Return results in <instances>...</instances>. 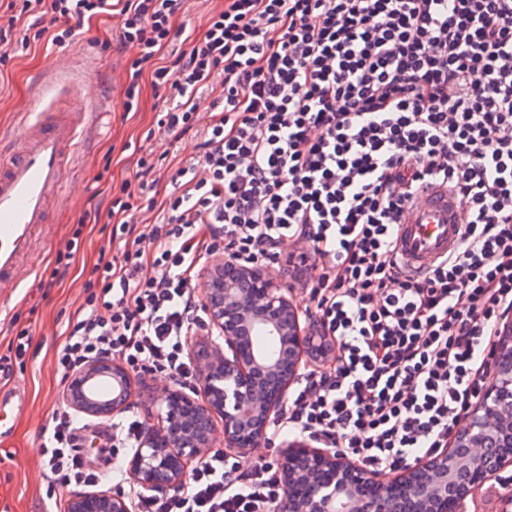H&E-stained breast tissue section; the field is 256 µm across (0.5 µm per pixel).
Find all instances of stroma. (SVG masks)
Returning <instances> with one entry per match:
<instances>
[{"label":"stroma","instance_id":"1","mask_svg":"<svg viewBox=\"0 0 512 512\" xmlns=\"http://www.w3.org/2000/svg\"><path fill=\"white\" fill-rule=\"evenodd\" d=\"M114 24V19L96 17L86 22L85 33L66 49H48L34 43L26 50L10 52L0 62V128L8 129L17 123L16 109L26 101L34 77L51 70L54 61L62 56L69 59L70 66L56 73L55 88L45 101L47 111L64 114L77 104L89 110L102 98L113 104L112 111L104 114L100 128L82 140L76 155L79 168L68 178V206L51 208L52 234L38 241L30 257L40 281L50 276L57 253L82 219L89 197L101 190L98 174L108 173L113 186H120L135 166L136 148L152 147L146 135L161 104L146 83L138 111L124 112L118 74L134 52L109 48ZM77 84L83 87L78 100L70 93ZM108 234L105 225H87L62 285L48 291L35 285L0 298V356L5 354L18 327L29 330L24 363L14 366L10 377L0 379L1 391H17L25 399L20 410L8 415L5 424L9 432L0 437V512L45 510L40 445L43 432L51 426L53 412L62 403L63 390L53 356L65 340L69 315L83 299L82 285L89 270L109 249Z\"/></svg>","mask_w":512,"mask_h":512}]
</instances>
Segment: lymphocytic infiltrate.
<instances>
[{
  "mask_svg": "<svg viewBox=\"0 0 512 512\" xmlns=\"http://www.w3.org/2000/svg\"><path fill=\"white\" fill-rule=\"evenodd\" d=\"M186 0H0V46L65 48L86 19L117 14L121 82L136 110L143 77L163 101L160 137L196 152L171 169L173 192L139 158L106 210L112 256L85 281L54 364L95 360L138 379L193 384L189 338L210 321L193 282L222 254L278 265L285 243L310 264L296 282L336 358L305 372L265 447L302 437L385 473L448 447L485 386L499 326L512 314V0H224L190 48ZM171 48L173 60L159 56ZM460 197L458 250L420 278L402 270L395 232L419 190ZM84 423L57 409L41 454L47 512L63 491L121 476L139 417L102 429L103 472ZM276 463L214 449L168 495L137 512H273Z\"/></svg>",
  "mask_w": 512,
  "mask_h": 512,
  "instance_id": "lymphocytic-infiltrate-1",
  "label": "lymphocytic infiltrate"
}]
</instances>
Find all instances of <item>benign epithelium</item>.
Masks as SVG:
<instances>
[{
  "label": "benign epithelium",
  "mask_w": 512,
  "mask_h": 512,
  "mask_svg": "<svg viewBox=\"0 0 512 512\" xmlns=\"http://www.w3.org/2000/svg\"><path fill=\"white\" fill-rule=\"evenodd\" d=\"M203 300L212 334L195 342L190 355L205 368L195 383H175L156 399L160 413L127 460L129 483L142 494L180 489L191 466L214 447L218 423L225 450L251 458L312 359L333 354L326 340L312 334L307 313L270 267L217 256L204 270ZM258 330L276 343L275 353L253 346ZM511 345L512 315L501 321L483 395L453 433L452 443L466 444L468 462L481 473L461 484L458 497L448 499V484L458 483L448 450L382 479L330 448L296 440L279 455L285 494L278 512H457L459 502L512 465V451L502 453L487 442L512 425V382L504 383L500 370ZM100 379L112 385V395L96 392ZM132 395L133 378L120 362L94 361L72 374L62 400L103 420L126 412ZM134 510V500L122 492H91L70 501V512Z\"/></svg>",
  "instance_id": "obj_1"
}]
</instances>
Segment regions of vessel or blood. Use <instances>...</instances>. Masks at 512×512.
<instances>
[{"instance_id":"1","label":"vessel or blood","mask_w":512,"mask_h":512,"mask_svg":"<svg viewBox=\"0 0 512 512\" xmlns=\"http://www.w3.org/2000/svg\"><path fill=\"white\" fill-rule=\"evenodd\" d=\"M87 125L85 113L58 120L31 114L12 142L0 145V294L27 287L34 272L22 260L47 222L51 202L61 200L64 176ZM461 203L447 187L419 194L396 232V249L407 274L425 275L462 242Z\"/></svg>"}]
</instances>
